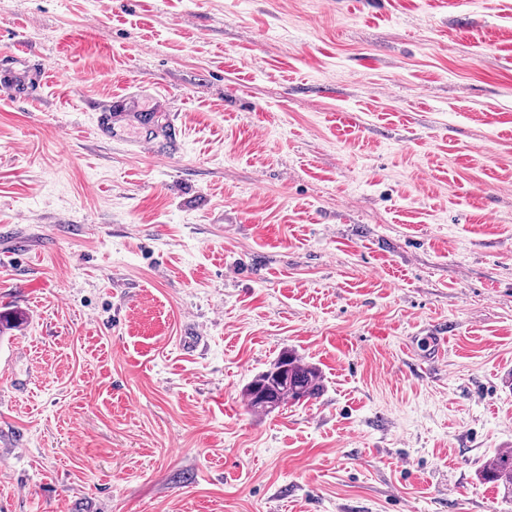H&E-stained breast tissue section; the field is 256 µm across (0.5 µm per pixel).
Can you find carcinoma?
I'll use <instances>...</instances> for the list:
<instances>
[{
	"label": "carcinoma",
	"mask_w": 512,
	"mask_h": 512,
	"mask_svg": "<svg viewBox=\"0 0 512 512\" xmlns=\"http://www.w3.org/2000/svg\"><path fill=\"white\" fill-rule=\"evenodd\" d=\"M322 391L318 369L296 352L286 350L245 386L244 397L252 411L271 414L287 404H304ZM482 477L496 485L502 499L512 501V451L494 452L482 470Z\"/></svg>",
	"instance_id": "obj_1"
}]
</instances>
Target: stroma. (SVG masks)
<instances>
[{
  "label": "stroma",
  "instance_id": "1",
  "mask_svg": "<svg viewBox=\"0 0 512 512\" xmlns=\"http://www.w3.org/2000/svg\"><path fill=\"white\" fill-rule=\"evenodd\" d=\"M0 65V512H512V0H0ZM37 81V78L33 76L24 78L12 71H1V95H6L12 102L28 100L32 96V89ZM152 112L137 109L131 97L112 98L99 107L97 131L101 138L128 144L154 156L164 157L159 151L158 141L165 133L175 132L173 122L168 126L158 124L161 105H154ZM322 391L318 369L296 352L286 350L245 386L244 397L252 411L271 414L288 403H307ZM482 477L496 485L505 501H512V451L497 450L482 470Z\"/></svg>",
  "mask_w": 512,
  "mask_h": 512
}]
</instances>
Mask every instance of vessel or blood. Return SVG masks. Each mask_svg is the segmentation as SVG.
Listing matches in <instances>:
<instances>
[{"label":"vessel or blood","mask_w":512,"mask_h":512,"mask_svg":"<svg viewBox=\"0 0 512 512\" xmlns=\"http://www.w3.org/2000/svg\"><path fill=\"white\" fill-rule=\"evenodd\" d=\"M34 78H24L12 71L0 73V94L11 101L31 98ZM157 112L138 110L132 98H114L102 104L97 115V131L101 138L127 144L150 154H158V141L166 133L157 121Z\"/></svg>","instance_id":"b4317fda"}]
</instances>
